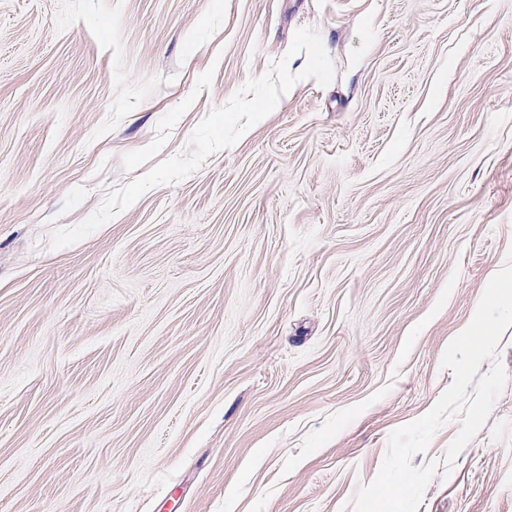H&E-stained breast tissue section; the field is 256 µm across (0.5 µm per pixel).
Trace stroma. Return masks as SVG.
Returning a JSON list of instances; mask_svg holds the SVG:
<instances>
[{
	"mask_svg": "<svg viewBox=\"0 0 512 512\" xmlns=\"http://www.w3.org/2000/svg\"><path fill=\"white\" fill-rule=\"evenodd\" d=\"M511 250L512 0H0V512H353Z\"/></svg>",
	"mask_w": 512,
	"mask_h": 512,
	"instance_id": "stroma-1",
	"label": "stroma"
}]
</instances>
